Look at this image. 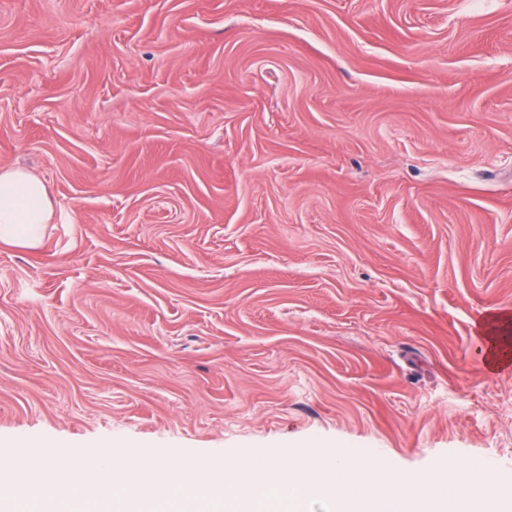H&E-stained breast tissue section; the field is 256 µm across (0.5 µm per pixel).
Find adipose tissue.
Wrapping results in <instances>:
<instances>
[{"mask_svg": "<svg viewBox=\"0 0 512 512\" xmlns=\"http://www.w3.org/2000/svg\"><path fill=\"white\" fill-rule=\"evenodd\" d=\"M55 205L43 180L14 166H0V243L40 245ZM484 362L498 367L512 361V311L503 309L485 321Z\"/></svg>", "mask_w": 512, "mask_h": 512, "instance_id": "1", "label": "adipose tissue"}]
</instances>
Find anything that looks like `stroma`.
<instances>
[{
	"label": "stroma",
	"instance_id": "stroma-1",
	"mask_svg": "<svg viewBox=\"0 0 512 512\" xmlns=\"http://www.w3.org/2000/svg\"><path fill=\"white\" fill-rule=\"evenodd\" d=\"M0 455L316 446L512 485V0H0ZM54 212V201L40 177L19 167L0 166V243L39 246ZM511 325L510 310L503 309L493 313L484 322L483 328H488L483 338L486 341L484 362L492 368L506 365L511 357Z\"/></svg>",
	"mask_w": 512,
	"mask_h": 512
}]
</instances>
